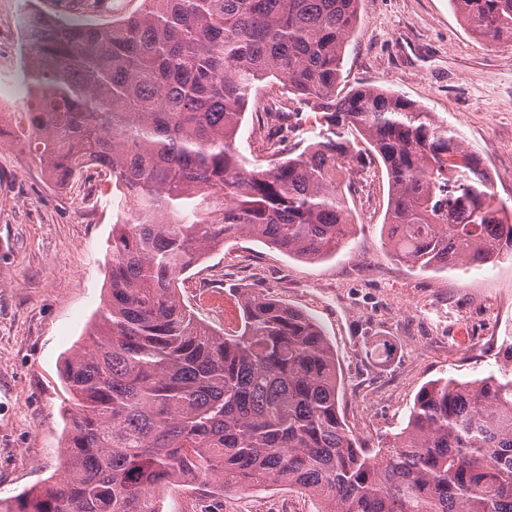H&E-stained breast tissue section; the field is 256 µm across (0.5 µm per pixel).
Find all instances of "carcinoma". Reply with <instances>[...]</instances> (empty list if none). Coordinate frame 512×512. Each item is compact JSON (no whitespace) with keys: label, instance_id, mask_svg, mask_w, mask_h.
I'll return each mask as SVG.
<instances>
[{"label":"carcinoma","instance_id":"cac0c4a2","mask_svg":"<svg viewBox=\"0 0 512 512\" xmlns=\"http://www.w3.org/2000/svg\"><path fill=\"white\" fill-rule=\"evenodd\" d=\"M100 26L24 16L23 133L57 185L95 165L120 193L106 298L61 377L74 407L66 460L0 512H159L175 478L279 484L320 512H512V367L417 395L376 452L339 415L336 352L304 312L246 293L218 333L177 276L239 236L308 261L352 226L343 179L378 161L391 195L385 245L422 270L512 258V208L448 124L389 90L337 91L359 0H143ZM474 34L512 42V0H450ZM295 97L266 163L236 136L260 83ZM298 134L288 149L278 130Z\"/></svg>","mask_w":512,"mask_h":512}]
</instances>
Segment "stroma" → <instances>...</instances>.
<instances>
[{"label": "stroma", "mask_w": 512, "mask_h": 512, "mask_svg": "<svg viewBox=\"0 0 512 512\" xmlns=\"http://www.w3.org/2000/svg\"><path fill=\"white\" fill-rule=\"evenodd\" d=\"M27 9L26 0H0V110L11 115L0 129V498L43 485L65 460L60 370L105 298L119 206L99 168L59 188L23 147ZM362 85L403 95L446 122L512 206V43L474 36L449 0H360L340 88ZM345 192L355 226L335 256L291 258L241 236L207 251L183 274L179 294L221 296L224 310H195L221 332L240 325L249 291L311 317L336 353L341 417L359 444L378 449L406 426L426 383L499 372L512 343V261L437 272L396 261L382 236L385 170L356 171ZM382 342L392 355L380 363L370 351ZM207 502L211 512L319 507L284 486L217 487Z\"/></svg>", "instance_id": "obj_1"}]
</instances>
